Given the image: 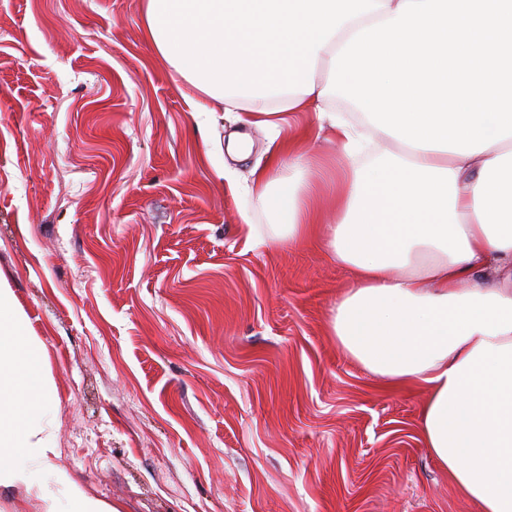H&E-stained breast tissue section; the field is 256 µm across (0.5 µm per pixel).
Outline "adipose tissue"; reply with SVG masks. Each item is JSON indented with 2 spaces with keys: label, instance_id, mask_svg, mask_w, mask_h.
<instances>
[{
  "label": "adipose tissue",
  "instance_id": "ef3b65f1",
  "mask_svg": "<svg viewBox=\"0 0 512 512\" xmlns=\"http://www.w3.org/2000/svg\"><path fill=\"white\" fill-rule=\"evenodd\" d=\"M402 2L142 0V17L191 88L271 131L286 113H314L351 159L364 133L331 112L318 72ZM250 177L280 243L318 241L353 269L332 336L390 387L425 388L420 432L451 484L479 512H512V137L473 155L380 151L348 167L330 224L306 154L287 142ZM45 365L0 287V488H24L45 512H121L55 465Z\"/></svg>",
  "mask_w": 512,
  "mask_h": 512
}]
</instances>
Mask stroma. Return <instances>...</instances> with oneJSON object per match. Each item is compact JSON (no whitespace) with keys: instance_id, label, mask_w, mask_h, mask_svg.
<instances>
[{"instance_id":"35a3bbf8","label":"stroma","mask_w":512,"mask_h":512,"mask_svg":"<svg viewBox=\"0 0 512 512\" xmlns=\"http://www.w3.org/2000/svg\"><path fill=\"white\" fill-rule=\"evenodd\" d=\"M141 2L0 0V283L46 350L57 465L122 512H478L423 389L330 335L351 267L248 192L272 132L195 111Z\"/></svg>"}]
</instances>
